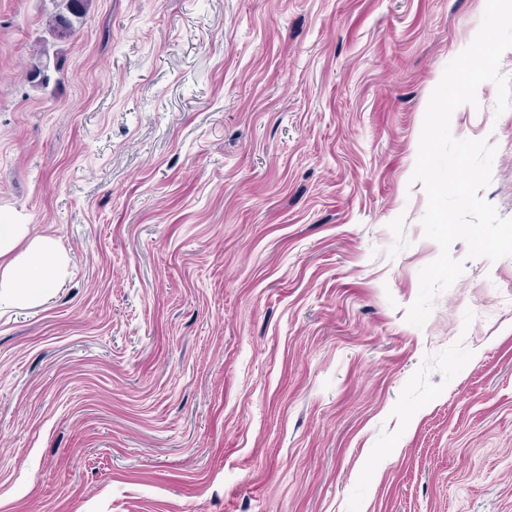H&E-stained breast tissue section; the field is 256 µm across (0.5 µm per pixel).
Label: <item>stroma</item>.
I'll use <instances>...</instances> for the list:
<instances>
[{
  "mask_svg": "<svg viewBox=\"0 0 512 512\" xmlns=\"http://www.w3.org/2000/svg\"><path fill=\"white\" fill-rule=\"evenodd\" d=\"M486 0H0V212L67 275L0 307V512H512V257L439 254L412 179ZM450 130L496 148L512 109ZM68 1L74 2L77 5L75 10H69V4L67 11L57 7L47 21L46 29L53 41L62 42L72 38L77 32V25H80L83 22V19L86 17L92 3V0ZM63 15L68 17L67 24L63 23Z\"/></svg>",
  "mask_w": 512,
  "mask_h": 512,
  "instance_id": "35a3bbf8",
  "label": "stroma"
}]
</instances>
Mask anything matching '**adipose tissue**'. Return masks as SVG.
I'll return each instance as SVG.
<instances>
[{
    "instance_id": "adipose-tissue-1",
    "label": "adipose tissue",
    "mask_w": 512,
    "mask_h": 512,
    "mask_svg": "<svg viewBox=\"0 0 512 512\" xmlns=\"http://www.w3.org/2000/svg\"><path fill=\"white\" fill-rule=\"evenodd\" d=\"M66 267L55 238L32 232L0 213V304L30 306L45 301Z\"/></svg>"
}]
</instances>
